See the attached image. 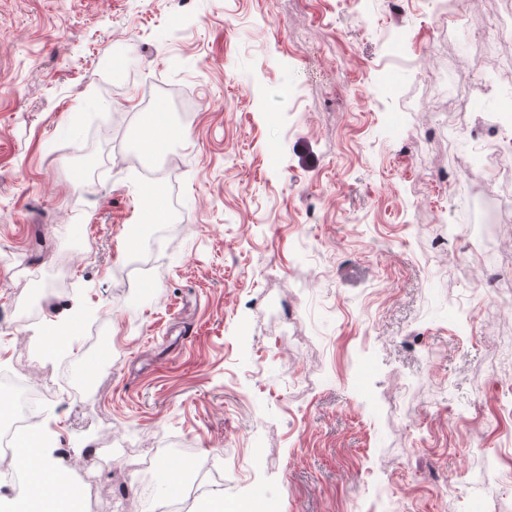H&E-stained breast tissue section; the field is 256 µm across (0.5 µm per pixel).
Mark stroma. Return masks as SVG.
Returning <instances> with one entry per match:
<instances>
[{"label": "stroma", "instance_id": "35a3bbf8", "mask_svg": "<svg viewBox=\"0 0 512 512\" xmlns=\"http://www.w3.org/2000/svg\"><path fill=\"white\" fill-rule=\"evenodd\" d=\"M511 6L453 0L468 25L450 34L422 0H0V317L41 292L18 332L46 367L45 461L81 512H152L252 440L268 468L223 493L263 512H357L377 490L398 512L512 506V310L457 309L512 279L508 176L471 135L512 105L478 36ZM160 108L189 137L148 154ZM468 164L481 211L428 179ZM474 223L493 226L483 263L437 255L445 225L467 241ZM84 359L79 405L59 371ZM118 428L162 447L153 497L73 468Z\"/></svg>", "mask_w": 512, "mask_h": 512}]
</instances>
